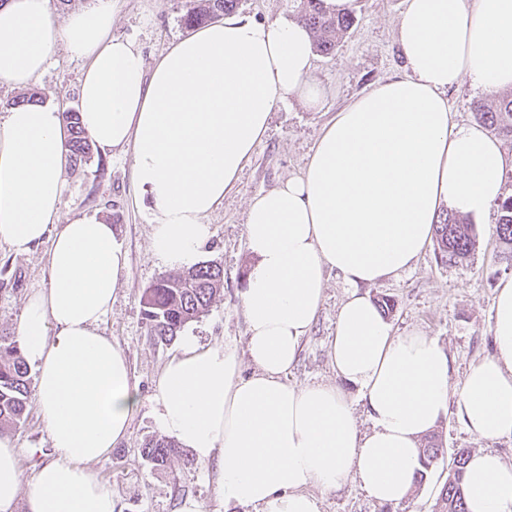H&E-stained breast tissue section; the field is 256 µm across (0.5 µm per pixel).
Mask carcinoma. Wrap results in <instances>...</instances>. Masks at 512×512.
I'll use <instances>...</instances> for the list:
<instances>
[{
  "mask_svg": "<svg viewBox=\"0 0 512 512\" xmlns=\"http://www.w3.org/2000/svg\"><path fill=\"white\" fill-rule=\"evenodd\" d=\"M239 0H199L183 15V23L192 28L232 12ZM300 21L313 35L317 52L328 55L336 47L339 34L352 26L350 15H329L322 0H301ZM475 119L507 138H512V97H501L475 107ZM69 129L71 164L80 165L90 158L91 142L83 131L77 110L62 112ZM497 234L503 245V259L512 266V195L498 201ZM437 255L446 264H461L475 247L474 227L467 217L445 211L435 229ZM224 288V268L215 262L195 265L181 272L164 274L144 290L141 298L144 319L157 341L174 340L185 326L210 310ZM29 368L16 336L0 330V435L26 419L29 398ZM421 448L423 471L417 483H422L429 469L445 454L436 433L423 439ZM178 454V444L163 437L145 441L141 456L157 468L165 466ZM471 455L460 448L454 455L448 477L439 488L434 512H468L465 493L466 464Z\"/></svg>",
  "mask_w": 512,
  "mask_h": 512,
  "instance_id": "obj_1",
  "label": "carcinoma"
}]
</instances>
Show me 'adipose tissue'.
Instances as JSON below:
<instances>
[{"mask_svg": "<svg viewBox=\"0 0 512 512\" xmlns=\"http://www.w3.org/2000/svg\"><path fill=\"white\" fill-rule=\"evenodd\" d=\"M111 29L112 0L61 25L50 0H8L0 84L28 87L61 44L87 60L81 125L101 151L131 149L156 214L150 248L166 267L187 268L274 107L291 95L319 106L312 35L299 21L232 14L150 66ZM397 42L406 75L337 112L303 172L248 206L244 349L188 336L158 375L160 427L206 466L220 505L321 512L320 493L351 482L400 502L422 469V438L451 410L486 442L467 464L469 512H512V464L488 447L512 436V278L496 288L492 353L456 384L438 340L393 333L365 292L417 261L443 210L483 219L502 196L512 160L482 126L453 121L448 93L466 81L488 94L512 88V0H406ZM68 141L60 107L0 109V242L23 254L52 240L50 283L29 294L16 327L52 453L28 483L0 438V512H116L92 465L126 438L142 402L124 350L101 330L127 252L98 215L59 221ZM330 271L351 287L329 343L338 382L296 386L287 372ZM342 381L356 387L370 430L358 427Z\"/></svg>", "mask_w": 512, "mask_h": 512, "instance_id": "adipose-tissue-1", "label": "adipose tissue"}]
</instances>
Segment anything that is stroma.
<instances>
[{
  "instance_id": "35a3bbf8",
  "label": "stroma",
  "mask_w": 512,
  "mask_h": 512,
  "mask_svg": "<svg viewBox=\"0 0 512 512\" xmlns=\"http://www.w3.org/2000/svg\"><path fill=\"white\" fill-rule=\"evenodd\" d=\"M195 0H112V33L132 41L147 64L187 35L182 22ZM406 0H355L352 26L338 38L334 53L317 55L311 79L324 91L321 109L305 108L295 97L278 104L269 128L244 166L223 203L207 218L213 236L200 254V261H214L224 268V290L210 311L188 324L185 334L201 342L224 340L243 346L246 324L240 297L253 262L246 246L244 225L248 204L259 193L300 174L306 167L325 126L337 112L377 84L404 74L396 32ZM85 61L57 48L48 68L30 85L42 102L59 107L77 103L79 79ZM69 191L62 218L80 211L98 213L111 224L128 255L127 269L102 323L126 353L133 382L142 403L134 413L125 440L95 464L98 477L112 488L120 512H179L186 499L197 501L203 512H214L216 493L208 470L191 452L174 457L162 468H153L140 453L143 443L160 436L155 401V381L176 349L150 335L140 303L145 288L165 271L150 249L156 218L153 209L132 178V154L127 149L108 153L93 151L87 162L66 172ZM496 216L475 221L476 247L461 265L441 263L434 248H427L411 269L369 287L373 300L391 299L394 309L387 317L394 333L411 328L437 339L452 358L453 379H461L471 364L493 350L490 317L495 288L512 277V267L502 258L496 232ZM42 243L25 254L0 243V267L20 273L22 285L15 291H0V326L15 329L25 300L34 288L49 284L47 253ZM348 288L336 273H329L322 305L301 342L290 383H332L329 339L336 329L338 309ZM9 437L21 453L26 475L48 460L51 448L36 409L12 429ZM448 476L447 462H439L426 481L411 491L390 512H433L438 490ZM382 505L370 499L356 484L323 494L322 512H381Z\"/></svg>"
}]
</instances>
